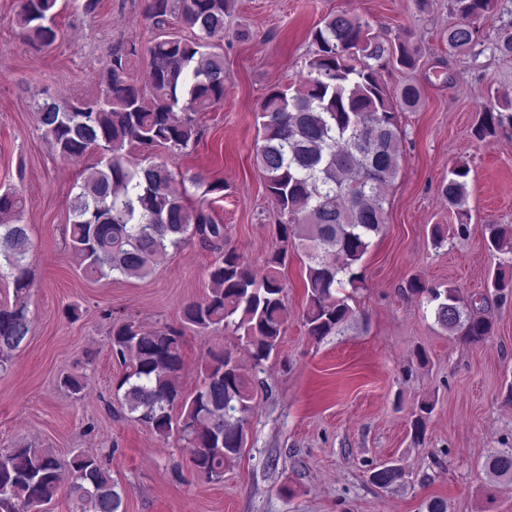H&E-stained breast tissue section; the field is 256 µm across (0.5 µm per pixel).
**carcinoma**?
Listing matches in <instances>:
<instances>
[{"label":"carcinoma","instance_id":"1","mask_svg":"<svg viewBox=\"0 0 512 512\" xmlns=\"http://www.w3.org/2000/svg\"><path fill=\"white\" fill-rule=\"evenodd\" d=\"M232 0H148L147 17L158 35L148 47L154 98L129 78L139 56L133 41L108 51L97 75V97L58 99L34 104L38 129L63 158L95 155L70 203L69 245L82 273L144 278L164 263L169 249L194 240L217 254L208 270L207 291L183 307V319L198 332L233 329L258 369L277 351L285 323V288L280 268L290 250L305 249L306 305L303 325L319 342L341 333L353 316L349 297L337 296L343 284L357 288L360 265L372 238L386 224L387 187L398 173L400 113L414 109L421 90L408 83L389 88L380 78L393 67L413 69L415 46L393 43L361 15L331 13L312 30L314 50L307 75L294 89L274 86L256 112L261 143L254 165L281 217L279 247L257 275L227 244L224 225L209 209L188 202L185 182L169 164L130 160L126 147L151 157L159 148L173 154L195 148L204 135L195 114L224 101L225 17ZM457 22L444 33L450 50L465 53L478 43L477 21L494 10V0H451ZM58 0H20L18 23L24 37L41 47L57 39ZM190 30L187 39L173 22ZM512 130V99L479 112L473 135L478 140ZM469 167L460 163L440 186L454 211L457 234L465 238L470 215L465 209ZM24 200L14 188L0 190V284L12 298L0 302V369L27 345L31 331L32 280L27 264L30 239L21 223ZM488 250L512 254V226L484 225ZM497 298L512 295V277L503 269L491 281ZM406 291L431 306L435 321L469 343L492 335L490 321L477 311L488 296L463 298L455 287L442 290L414 277ZM108 345L122 368L115 398L119 408L160 438L176 436L190 449L191 473L220 481L224 465L239 458L254 413L257 387L265 383L246 371L229 351L211 356L202 380L191 393L180 384L184 367L183 335L171 326L146 331L133 320L112 323ZM433 410L421 403L412 420L413 438H424ZM489 471L512 481V448L486 460ZM404 477L402 467L384 464L369 475L389 488ZM66 492L73 512H122L125 490L111 470L94 456L78 453L62 464L54 452L35 444L0 452V512H46Z\"/></svg>","mask_w":512,"mask_h":512}]
</instances>
